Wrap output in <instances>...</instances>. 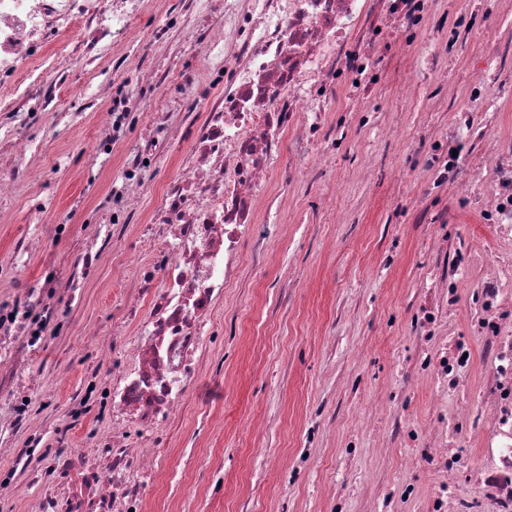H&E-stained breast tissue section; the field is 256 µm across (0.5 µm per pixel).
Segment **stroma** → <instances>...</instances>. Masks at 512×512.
<instances>
[{"label":"stroma","mask_w":512,"mask_h":512,"mask_svg":"<svg viewBox=\"0 0 512 512\" xmlns=\"http://www.w3.org/2000/svg\"><path fill=\"white\" fill-rule=\"evenodd\" d=\"M454 0H440L426 31L405 44L390 26L376 45L385 72L366 105L373 130L350 116L358 106L345 90L324 103L326 138L344 133L332 162L301 180L283 153L260 190L274 205L264 215V247L241 246L235 276L204 328L202 370L182 407L150 434L156 453L134 475L147 484L143 512H332L342 494L348 512H376L387 488L411 487L424 499L441 481L405 465L393 445V421L430 413L433 387L409 370L420 351L417 298L431 288L438 218L449 235L474 249L495 247L455 185L432 190L420 137L445 134L455 111L468 109L466 89L489 43L494 63L512 68V10L501 23L476 20L455 55L440 45L451 28ZM224 0H145L135 17V42H118L96 61L74 60L57 114L23 115L18 133L37 151L18 162L0 153V170L15 189L0 198V309L25 300L44 268L58 286L35 313H53L37 353L24 337L0 348V424L17 395L29 400L24 427L0 438V512H40L56 494L32 478L51 465L81 460L112 431V417L85 399L88 382L112 377L113 359L137 345L142 326L128 322L134 274L127 263L147 253L142 227L151 223L168 179L185 164L191 125L184 112L202 97L223 95L209 72L205 43L195 30L223 24ZM128 55L135 66L114 74ZM416 87L399 99L395 85ZM136 100L107 156L92 146L105 133L104 113L115 95ZM403 130L395 138L393 129ZM159 149L135 190L129 222L103 235L124 184L126 154L145 139ZM38 168L40 179L27 171ZM383 411L368 424L355 404L377 395ZM266 423L255 432L253 422Z\"/></svg>","instance_id":"35a3bbf8"}]
</instances>
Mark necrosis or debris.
I'll return each instance as SVG.
<instances>
[{
  "label": "necrosis or debris",
  "mask_w": 512,
  "mask_h": 512,
  "mask_svg": "<svg viewBox=\"0 0 512 512\" xmlns=\"http://www.w3.org/2000/svg\"><path fill=\"white\" fill-rule=\"evenodd\" d=\"M141 0H0V84L21 106L55 111L57 90L67 81L68 59L49 52L53 42L84 35L82 54L93 60L113 41L134 38L132 19ZM433 0H224V25L203 36L207 65L235 62L224 93L203 99L206 114L189 162L169 181L164 204L146 233L147 255L129 264L145 304H132L129 321L146 323L141 344L112 364V437L78 463L65 466L73 484H103L100 496L63 492L45 500L41 512H143V489L130 478L147 446L132 448L128 427L162 430L198 377L201 329L224 285L237 269L243 235L255 227L262 207L260 185L284 151V133L301 130L295 143L297 169L307 174L339 148L325 142L320 124L309 121L333 88L364 98L379 84L377 36L397 20L405 40L422 31ZM512 91V75L480 69L467 88L469 109L459 112L445 136L428 137L434 183H457L496 240L512 244V139L488 119L490 89ZM479 150L482 164L465 169L461 146ZM483 270L471 279L473 266ZM473 281L468 337L438 336L464 282ZM435 288L417 305L421 355L418 380L436 385V425L397 416L395 425L408 463L438 474L458 464L454 443L477 442L481 462L472 474L484 491L479 512H512V251L488 249L475 259L438 267ZM490 354L481 384L487 424L475 428L467 412L449 408L448 394L470 385L472 338Z\"/></svg>",
  "instance_id": "4bbe7bcc"
}]
</instances>
